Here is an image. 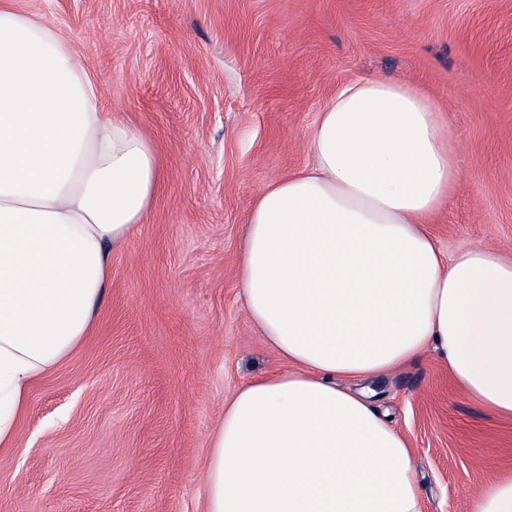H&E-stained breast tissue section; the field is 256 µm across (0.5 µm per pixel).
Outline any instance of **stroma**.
Wrapping results in <instances>:
<instances>
[{"mask_svg": "<svg viewBox=\"0 0 512 512\" xmlns=\"http://www.w3.org/2000/svg\"><path fill=\"white\" fill-rule=\"evenodd\" d=\"M55 26L104 111L154 145L162 185L113 249L85 336L0 447V512H205L209 437L251 378L287 369L239 298L259 191L310 162L313 124L360 77L421 87L462 170L428 227L512 256V0H10ZM418 458L422 512H473L512 472V417L427 355L369 380Z\"/></svg>", "mask_w": 512, "mask_h": 512, "instance_id": "1", "label": "stroma"}]
</instances>
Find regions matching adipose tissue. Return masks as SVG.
Masks as SVG:
<instances>
[{"label": "adipose tissue", "instance_id": "adipose-tissue-1", "mask_svg": "<svg viewBox=\"0 0 512 512\" xmlns=\"http://www.w3.org/2000/svg\"><path fill=\"white\" fill-rule=\"evenodd\" d=\"M312 161L267 184L240 251V299L288 361L240 386L209 440L206 512H421L405 437L366 380L434 354L459 387L512 416V258L446 253L426 226L461 179L444 111L386 79L341 87ZM153 144L101 107L70 41L0 4V447L33 381L85 336L109 253L144 223ZM512 512V473L474 493Z\"/></svg>", "mask_w": 512, "mask_h": 512}]
</instances>
